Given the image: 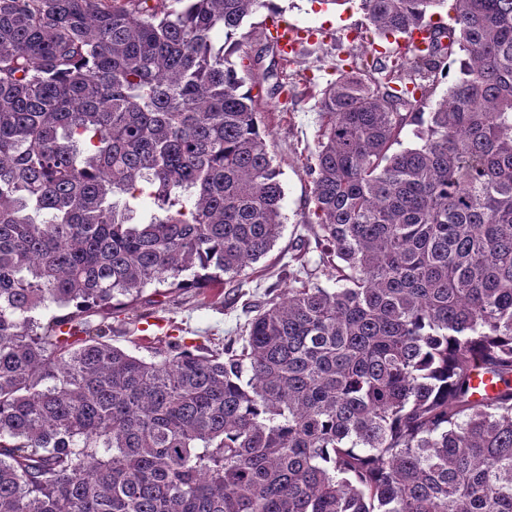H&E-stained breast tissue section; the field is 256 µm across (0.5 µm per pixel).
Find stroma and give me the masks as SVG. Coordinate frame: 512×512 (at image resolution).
<instances>
[{
  "mask_svg": "<svg viewBox=\"0 0 512 512\" xmlns=\"http://www.w3.org/2000/svg\"><path fill=\"white\" fill-rule=\"evenodd\" d=\"M276 11L288 22L318 31L315 40L302 42L288 67L287 93H276L273 74L279 56L272 47L264 19ZM360 0H264L233 37L231 59L262 114V128L284 190L281 237L266 258L248 268L237 287L225 286L223 296L201 299L196 289L154 285L145 290L136 309L112 317V343L138 356L151 358L150 349L135 347L136 316L170 321L173 335L187 344L213 347L237 338L254 306L287 296L294 275L308 277L325 288L336 285L323 261L313 214L312 182L306 168L315 151L321 127V91L352 62L375 56L400 55L411 63L414 54L405 38L382 39L368 30Z\"/></svg>",
  "mask_w": 512,
  "mask_h": 512,
  "instance_id": "35a3bbf8",
  "label": "stroma"
}]
</instances>
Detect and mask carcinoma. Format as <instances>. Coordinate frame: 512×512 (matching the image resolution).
Instances as JSON below:
<instances>
[{
    "instance_id": "obj_1",
    "label": "carcinoma",
    "mask_w": 512,
    "mask_h": 512,
    "mask_svg": "<svg viewBox=\"0 0 512 512\" xmlns=\"http://www.w3.org/2000/svg\"><path fill=\"white\" fill-rule=\"evenodd\" d=\"M174 2L0 0V512H512V0H453L450 27L447 0H362L377 35L426 37L420 80L377 57L322 90L340 287L299 278L223 351L170 336L147 361L88 316L233 283L284 224L213 42L259 0ZM480 364L506 389L474 402ZM460 58H463V56L457 55L445 61L444 67L447 71L449 70L448 77L442 78L439 75V79L434 83L431 92L418 103L416 112H425L424 117H427L428 113L436 108V104L447 94L448 87L459 73Z\"/></svg>"
}]
</instances>
